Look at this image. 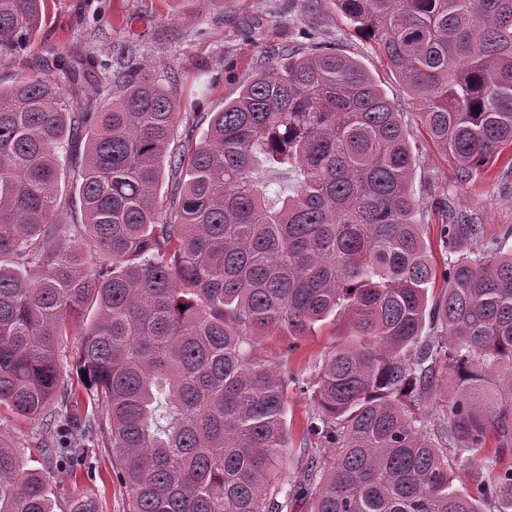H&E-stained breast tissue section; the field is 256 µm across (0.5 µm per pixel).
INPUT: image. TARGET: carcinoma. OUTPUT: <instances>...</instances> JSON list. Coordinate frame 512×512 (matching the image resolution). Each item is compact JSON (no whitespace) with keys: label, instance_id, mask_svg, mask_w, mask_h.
<instances>
[{"label":"carcinoma","instance_id":"1","mask_svg":"<svg viewBox=\"0 0 512 512\" xmlns=\"http://www.w3.org/2000/svg\"><path fill=\"white\" fill-rule=\"evenodd\" d=\"M334 2L458 183L512 147V0ZM44 13L0 0V56ZM126 59L104 100L71 98L108 69L89 52L0 87V408L55 433L39 468L0 439V512H55L59 474H92L99 437L126 512H512V406L473 395L490 379L512 400V247L453 219L432 264L377 80L314 40L199 116ZM183 121L207 128L177 149ZM337 314L353 340L308 374L260 352L265 332L296 340ZM72 359L78 389L62 386ZM291 387L332 456L312 453L286 491ZM459 459L477 465L470 493L453 487Z\"/></svg>","mask_w":512,"mask_h":512}]
</instances>
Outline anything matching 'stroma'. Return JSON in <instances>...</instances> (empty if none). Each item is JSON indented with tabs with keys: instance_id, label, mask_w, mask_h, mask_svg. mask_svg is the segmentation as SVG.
I'll use <instances>...</instances> for the list:
<instances>
[{
	"instance_id": "stroma-1",
	"label": "stroma",
	"mask_w": 512,
	"mask_h": 512,
	"mask_svg": "<svg viewBox=\"0 0 512 512\" xmlns=\"http://www.w3.org/2000/svg\"><path fill=\"white\" fill-rule=\"evenodd\" d=\"M307 29L317 40L335 43L359 60L400 112L416 157L411 191L421 205L417 218L427 226L433 253L442 251L440 230L447 215L482 224L484 243L503 240L512 246V165L502 158L476 181L457 183L454 164L426 138L418 103L374 45L353 34L333 0H224L220 5L213 0H186L182 5L176 0H46L43 23L23 53L0 57V85L36 73L39 64L60 51L89 50L108 60L117 58L129 42L142 68L160 82L176 84L182 111L217 112L264 64L268 48L305 46ZM443 197L448 200L444 211L437 206ZM346 331L341 318L295 341L286 331L272 330L261 348L268 357L290 349L289 368L307 372ZM310 410L308 396L289 391L291 439L283 454V482H290L312 453L311 441L303 437ZM0 436L19 448L29 465L39 460L40 447L53 438L37 421L5 409L0 411ZM92 454L93 477L65 480L60 512H66L74 496L95 500L98 512H125L128 491L115 475L110 449L100 444Z\"/></svg>"
}]
</instances>
